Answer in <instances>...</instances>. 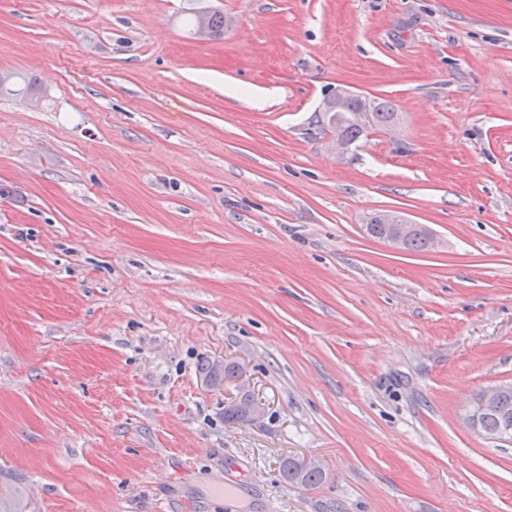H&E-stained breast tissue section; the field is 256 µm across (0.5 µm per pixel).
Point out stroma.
<instances>
[{
  "label": "stroma",
  "mask_w": 512,
  "mask_h": 512,
  "mask_svg": "<svg viewBox=\"0 0 512 512\" xmlns=\"http://www.w3.org/2000/svg\"><path fill=\"white\" fill-rule=\"evenodd\" d=\"M223 12L222 39L190 33ZM0 490L33 512H512V0H0ZM346 87L396 134L346 157ZM271 93L262 107L249 96ZM434 247L368 236L372 213ZM243 367L265 405L230 427ZM315 458L295 487L282 458ZM368 99L369 96L366 94L356 93L348 89H336L325 101L324 112L321 113L319 121L324 126L339 130L349 140L357 141L367 132L352 123L348 118V112L345 111L349 104L356 101L363 102ZM370 109L372 115L371 130L385 129L397 114L395 105L390 100L380 97L370 98ZM394 127H388L386 130H393ZM397 211H386L380 213L381 224H379V213L373 214L367 224H365L366 233L372 238L381 240L388 231V236L383 240L387 242L392 248L402 249L405 247L407 239L413 235L417 228L421 225L409 220L407 217H400ZM430 240L422 231L415 233L407 242L406 250L410 251H423L427 250L430 246ZM228 365L227 361H224V358H219L211 363L212 373H210V365L204 364L201 367V373L206 377L202 380L204 386L207 389H223L224 388V378L231 380L235 377L237 373L236 380L237 381V389L241 390V395L237 398V395L229 402L231 403L237 410L238 414L236 415L233 407L228 406L224 408V421L228 419H235L229 422L230 426H239L243 424H251L256 423L260 420L264 413V407L258 401L255 396H251L248 390V385L243 379V373L241 368L237 365V369L235 366H229L224 370V367ZM237 370V372H236ZM208 375V376H207ZM497 407L496 411L485 414L481 419L482 431L485 434L497 436L485 435L479 428L478 416ZM465 421L473 431L483 434L488 439L497 440L510 436L511 427H508L505 433L498 437L504 429V424L507 421L512 422V386H507L505 391L503 386H494L481 391L466 409ZM292 458H285L281 463V476L282 478L292 485L301 487H314L322 480L323 474L319 472H312L311 470L321 471V464L315 459H302L295 460V464L299 471L305 472L300 475L292 464ZM308 471V472H306Z\"/></svg>",
  "instance_id": "stroma-1"
}]
</instances>
